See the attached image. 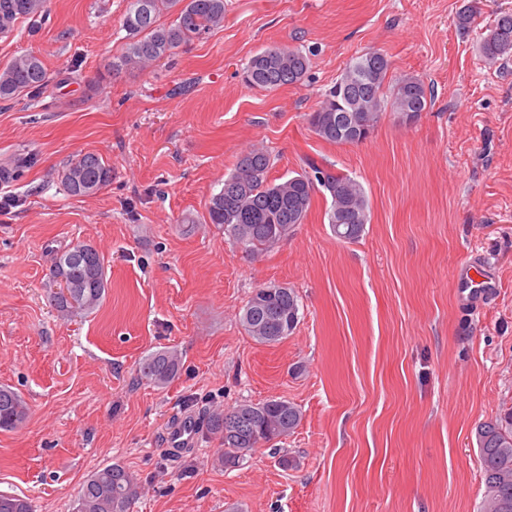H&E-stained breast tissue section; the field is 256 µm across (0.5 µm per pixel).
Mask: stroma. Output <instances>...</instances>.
<instances>
[{
	"label": "stroma",
	"mask_w": 512,
	"mask_h": 512,
	"mask_svg": "<svg viewBox=\"0 0 512 512\" xmlns=\"http://www.w3.org/2000/svg\"><path fill=\"white\" fill-rule=\"evenodd\" d=\"M225 0L224 25L144 70H112L128 0H47V14L0 37V64L39 56L52 82L0 103V385L30 406L0 431V492L34 512H72L83 481L119 463L140 481L132 512H480L478 423L512 414V60L477 45L512 0ZM309 53L305 80L245 84L272 45ZM386 53L432 103L411 123L385 112L358 144L319 138L308 116L357 56ZM283 181L313 159L363 186L371 221L336 238L315 189L304 223L249 256L206 204L253 146ZM92 151L112 167L93 196L69 195L63 165ZM92 244L108 280L92 314L61 316L48 277L59 251ZM494 278L489 297L468 275ZM276 283L300 320L274 345L239 312ZM177 349L167 388L139 361ZM285 398L303 419L287 440L216 464L209 413ZM201 427L172 457L163 431ZM288 465H281V458Z\"/></svg>",
	"instance_id": "35a3bbf8"
}]
</instances>
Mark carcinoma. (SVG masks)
<instances>
[{
    "mask_svg": "<svg viewBox=\"0 0 512 512\" xmlns=\"http://www.w3.org/2000/svg\"><path fill=\"white\" fill-rule=\"evenodd\" d=\"M224 0H128L123 26L128 45L113 69L145 70L169 58L182 46L205 37L224 26ZM46 13V0H0V34L12 33L19 22ZM164 13L176 14L170 24H162ZM478 8L467 4L456 15V25L467 30L476 22ZM479 53L489 63L512 58V9L498 12L479 42ZM310 68V57L298 48L270 46L252 56L243 68L245 83L253 88L276 90L300 83ZM390 63L378 51H368L345 68L336 84L323 95L318 108L309 115V125L322 140L337 144H358L362 139L344 130L343 113L357 128L372 133L381 115L421 114L430 104L424 82L409 75L395 79L391 93L385 92ZM51 82L44 62L24 53L0 65V101H12L23 92L39 94ZM271 153L255 147L242 154L233 173L224 182L235 191L220 189L207 204L209 223L224 228L234 245L250 256L273 249L296 224L304 223L311 207L313 191L319 185L330 200L328 224L342 241L358 239L370 223V209L363 186L355 179L336 174L314 161L307 169L282 181L270 180ZM61 182L73 196H92L112 180V168L103 158L86 152L72 159L62 170ZM90 247L77 242L56 254L50 268V283L58 287L50 301L64 315L90 314L102 304L106 273L79 265L76 256ZM299 320V297L292 288L270 284L251 292L239 314V323L256 343L271 345L288 338ZM180 354L174 349L152 352L139 362L140 377L164 388L178 377ZM29 407L22 394L0 386V431H13L27 421ZM245 418L237 432H225V422ZM300 407L283 398L261 403L243 401L209 414L207 432L220 441L217 462L232 467L262 444L280 442L299 427ZM476 445L484 476L481 512H512V414L506 419L486 421L475 431ZM139 496L136 476L125 466L113 463L94 471L84 481L73 512H130ZM0 512H32L25 497L0 493Z\"/></svg>",
    "mask_w": 512,
    "mask_h": 512,
    "instance_id": "obj_1",
    "label": "carcinoma"
}]
</instances>
